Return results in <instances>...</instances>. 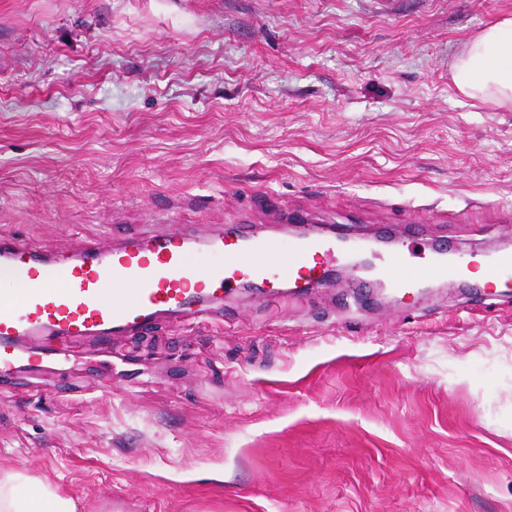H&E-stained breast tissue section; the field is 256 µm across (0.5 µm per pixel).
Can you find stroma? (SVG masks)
<instances>
[{"mask_svg": "<svg viewBox=\"0 0 512 512\" xmlns=\"http://www.w3.org/2000/svg\"><path fill=\"white\" fill-rule=\"evenodd\" d=\"M512 0H0V234L68 250L282 211L415 257L512 241V109L453 63ZM350 283L0 378V473L75 512H512V293Z\"/></svg>", "mask_w": 512, "mask_h": 512, "instance_id": "stroma-1", "label": "stroma"}]
</instances>
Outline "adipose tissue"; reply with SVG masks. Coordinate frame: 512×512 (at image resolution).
<instances>
[{
  "label": "adipose tissue",
  "instance_id": "1",
  "mask_svg": "<svg viewBox=\"0 0 512 512\" xmlns=\"http://www.w3.org/2000/svg\"><path fill=\"white\" fill-rule=\"evenodd\" d=\"M455 82L466 99L491 108L512 107V15L483 27L454 63ZM0 512H75V504L49 485L17 473L0 474Z\"/></svg>",
  "mask_w": 512,
  "mask_h": 512
}]
</instances>
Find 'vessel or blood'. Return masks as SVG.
<instances>
[{"instance_id":"vessel-or-blood-1","label":"vessel or blood","mask_w":512,"mask_h":512,"mask_svg":"<svg viewBox=\"0 0 512 512\" xmlns=\"http://www.w3.org/2000/svg\"><path fill=\"white\" fill-rule=\"evenodd\" d=\"M198 247L215 256L202 269L190 262L191 251ZM336 249L332 238L283 241L251 234L244 226L228 239L220 232L200 238L189 227L176 225L108 248L88 245L51 254L0 236V269L13 273L24 286L19 304L0 292V377L12 374L21 362L38 371L44 352L31 342L44 334L93 336L108 343L162 316L224 322L225 297L247 282L260 285L262 303L274 304L285 285L300 292L320 282ZM411 254L406 244L388 254L384 272L391 287L409 290L419 283ZM427 266L450 284L468 276L464 263L448 265L431 258ZM487 278L491 287L512 286V250L494 255Z\"/></svg>"}]
</instances>
